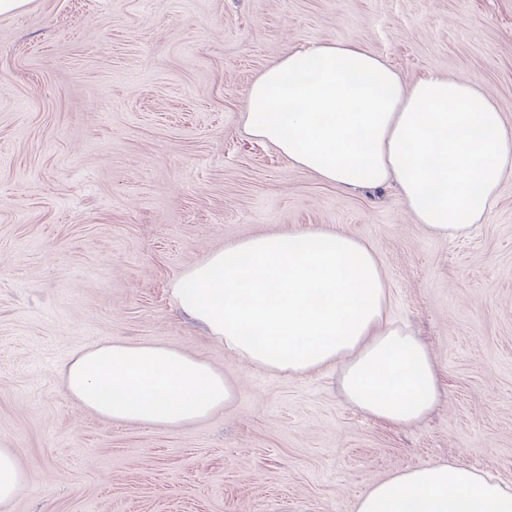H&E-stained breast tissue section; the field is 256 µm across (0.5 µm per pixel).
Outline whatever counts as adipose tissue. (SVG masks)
<instances>
[{"instance_id":"obj_1","label":"adipose tissue","mask_w":512,"mask_h":512,"mask_svg":"<svg viewBox=\"0 0 512 512\" xmlns=\"http://www.w3.org/2000/svg\"><path fill=\"white\" fill-rule=\"evenodd\" d=\"M249 137L346 191L397 184L435 236L467 234L512 174V128L472 77L413 83L356 41L284 53L252 81ZM172 297L225 350L277 372L340 366L348 403L400 426L440 399L432 355L387 311L370 248L343 228L253 236L210 253ZM68 393L115 421L179 426L224 406L231 389L206 361L114 341L64 369ZM355 512H512V488L455 462L405 469L359 495Z\"/></svg>"}]
</instances>
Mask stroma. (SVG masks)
Here are the masks:
<instances>
[{"label": "stroma", "mask_w": 512, "mask_h": 512, "mask_svg": "<svg viewBox=\"0 0 512 512\" xmlns=\"http://www.w3.org/2000/svg\"><path fill=\"white\" fill-rule=\"evenodd\" d=\"M363 42L411 83L472 76L512 127V0H31L0 15V448L34 480L0 512H355L396 472L457 461L512 486V176L468 236L398 191L346 192L242 128L286 49ZM341 225L444 397L397 427L335 368L236 359L171 286L215 250ZM122 340L205 359L232 397L177 427L80 407L63 369Z\"/></svg>", "instance_id": "1"}]
</instances>
